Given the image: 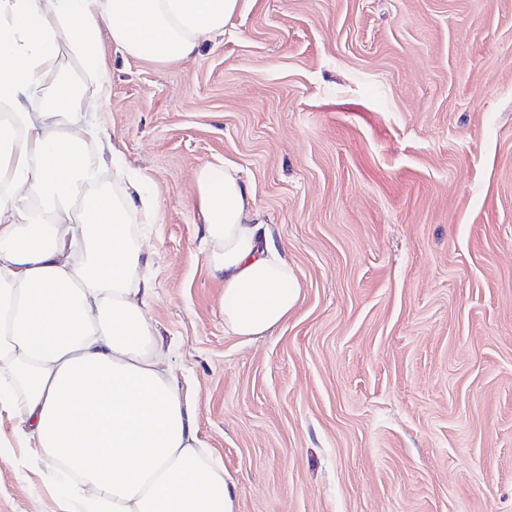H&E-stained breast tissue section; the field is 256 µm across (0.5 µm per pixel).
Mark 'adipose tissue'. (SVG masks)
<instances>
[{"label": "adipose tissue", "instance_id": "adipose-tissue-1", "mask_svg": "<svg viewBox=\"0 0 512 512\" xmlns=\"http://www.w3.org/2000/svg\"><path fill=\"white\" fill-rule=\"evenodd\" d=\"M239 0H0V410L51 466L57 503L75 512H237L233 483L201 448L157 350L140 279L152 198L122 168L124 189L98 187L118 154L86 113L84 87L107 95L101 31L125 55L194 57L223 33ZM83 63L44 88L62 51ZM45 98L41 109L33 102ZM196 202L224 284V331L252 340L283 324L301 285L254 219L250 188L201 167ZM92 494L72 498L73 488Z\"/></svg>", "mask_w": 512, "mask_h": 512}]
</instances>
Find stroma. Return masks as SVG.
Wrapping results in <instances>:
<instances>
[{"instance_id": "35a3bbf8", "label": "stroma", "mask_w": 512, "mask_h": 512, "mask_svg": "<svg viewBox=\"0 0 512 512\" xmlns=\"http://www.w3.org/2000/svg\"><path fill=\"white\" fill-rule=\"evenodd\" d=\"M195 58L102 41L101 136L154 196L146 314L238 512H512V0H240ZM229 169L300 282L224 332L194 176ZM0 413V512L52 474Z\"/></svg>"}]
</instances>
